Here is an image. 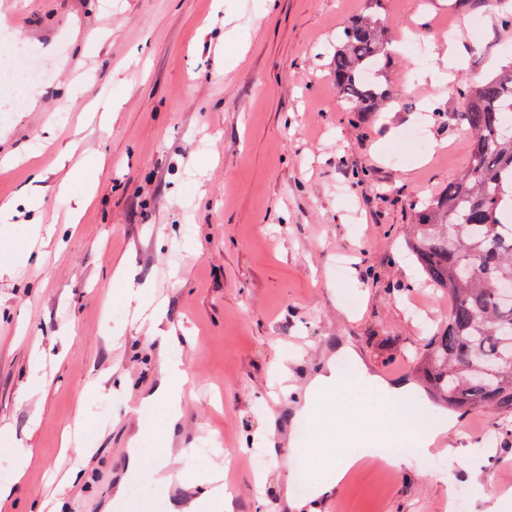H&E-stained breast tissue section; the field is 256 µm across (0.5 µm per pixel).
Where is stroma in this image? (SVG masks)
I'll list each match as a JSON object with an SVG mask.
<instances>
[{
  "instance_id": "35a3bbf8",
  "label": "stroma",
  "mask_w": 512,
  "mask_h": 512,
  "mask_svg": "<svg viewBox=\"0 0 512 512\" xmlns=\"http://www.w3.org/2000/svg\"><path fill=\"white\" fill-rule=\"evenodd\" d=\"M0 42L35 48L48 72L0 120V512H168L147 476L126 478L128 440L146 456L165 437L167 410L147 420L131 401L153 391L159 364L138 298L165 300L186 332L188 393L168 458L170 473L203 483V434L228 448L242 512H281V486L324 476L288 451L289 434L316 447L314 426L288 415L283 384L302 386L315 361L345 377L353 342L390 383H413L408 403L434 425L448 410L427 390L422 352L448 317L423 288L405 246L411 206L440 193L469 161L472 136L453 89L431 87L421 47H462L457 80L512 60V27L494 10L470 29L448 0H19ZM375 14L395 48L382 83L390 106L345 112L330 75L336 37ZM115 101L109 116L92 113ZM70 159L58 163L61 149ZM52 224L50 242L35 224ZM40 379L29 383L31 366ZM458 411L467 457L415 448L389 485L344 480L321 512H446L449 487L478 489L512 512V410ZM33 458L17 475L19 449ZM81 477L60 484L77 454ZM495 474L477 487L472 471Z\"/></svg>"
}]
</instances>
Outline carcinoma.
I'll use <instances>...</instances> for the list:
<instances>
[{
  "label": "carcinoma",
  "mask_w": 512,
  "mask_h": 512,
  "mask_svg": "<svg viewBox=\"0 0 512 512\" xmlns=\"http://www.w3.org/2000/svg\"><path fill=\"white\" fill-rule=\"evenodd\" d=\"M463 1L471 10L497 6L512 25L509 0ZM332 56L331 75L345 109L357 116L379 112L389 91L365 81L386 68L389 37L373 14L346 25ZM464 121L473 135L468 166L442 192L421 201L406 245L424 282L448 296V321L425 349L428 382L448 408L479 410L512 406V300L501 284L512 282V132L501 127V110L512 107V62L481 81L458 86Z\"/></svg>",
  "instance_id": "1"
}]
</instances>
